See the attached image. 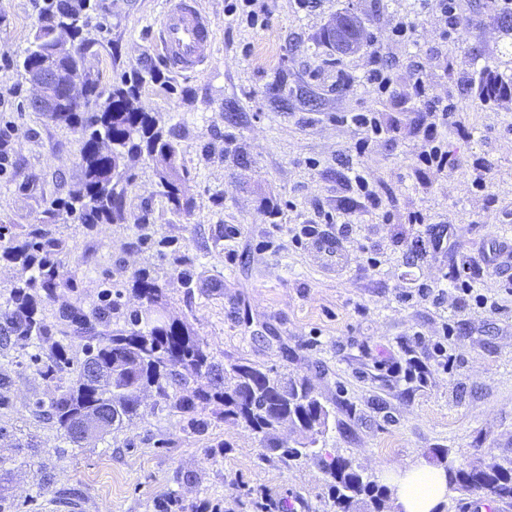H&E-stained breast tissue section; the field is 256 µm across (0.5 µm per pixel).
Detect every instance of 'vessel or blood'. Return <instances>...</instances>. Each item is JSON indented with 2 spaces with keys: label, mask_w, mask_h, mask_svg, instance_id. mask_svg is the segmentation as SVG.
<instances>
[{
  "label": "vessel or blood",
  "mask_w": 512,
  "mask_h": 512,
  "mask_svg": "<svg viewBox=\"0 0 512 512\" xmlns=\"http://www.w3.org/2000/svg\"><path fill=\"white\" fill-rule=\"evenodd\" d=\"M159 42L161 62L175 73H189L210 60L215 26L197 0H166Z\"/></svg>",
  "instance_id": "obj_1"
}]
</instances>
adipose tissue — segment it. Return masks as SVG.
<instances>
[{"mask_svg":"<svg viewBox=\"0 0 512 512\" xmlns=\"http://www.w3.org/2000/svg\"><path fill=\"white\" fill-rule=\"evenodd\" d=\"M386 477L395 488L397 512H437L448 497L443 469L420 466L405 471L387 467Z\"/></svg>","mask_w":512,"mask_h":512,"instance_id":"adipose-tissue-1","label":"adipose tissue"}]
</instances>
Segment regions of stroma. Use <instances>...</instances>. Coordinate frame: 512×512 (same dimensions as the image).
Masks as SVG:
<instances>
[{
	"label": "stroma",
	"instance_id": "obj_1",
	"mask_svg": "<svg viewBox=\"0 0 512 512\" xmlns=\"http://www.w3.org/2000/svg\"><path fill=\"white\" fill-rule=\"evenodd\" d=\"M164 0H98L87 66L101 90L147 64L156 81L139 104L173 119L190 173V217L171 213L159 194L156 165L132 162L127 207L148 212L167 246L131 247V224L85 232L55 209L80 183V142L28 102L18 63L37 21L34 0H0V130L11 132L0 173V225L41 219L64 241L59 275L76 280L92 301L110 277L123 307L139 299L123 284L137 269L164 285L171 319L208 341L217 360L237 359L272 374L308 380L330 412L317 455L298 462L264 456L261 440L241 423L213 422L205 438L182 433L178 417L145 393L138 416L94 447L77 448L54 422L29 406L53 386L28 352L0 350V512H258L263 494L285 512H336L320 453L351 459L364 474L384 465L467 468L512 460V92L482 99L483 74L512 78V29L487 0H466L457 34L442 39L420 0H266L264 25L224 13L227 0H198L215 22L211 62L183 75L162 65L156 21ZM351 12L364 24L361 48L330 50V19ZM407 16L406 41L391 26ZM450 60L454 73H437ZM389 69L393 91L378 96L366 75ZM429 100L453 98L461 129L440 136L458 163L442 174L417 168L424 139L413 123L424 105L411 94L419 71ZM312 88L316 107H274L270 86ZM235 102L238 112L224 105ZM373 111L387 132L364 153L360 133L342 113ZM485 176L472 185L474 169ZM362 171L376 196L351 188ZM498 224L487 223L490 212ZM422 213L424 223H410ZM299 224L317 238L295 241ZM349 225L339 236L338 225ZM455 235L434 250L445 226ZM338 242L344 263L316 245ZM182 259L193 283L174 268ZM467 269L475 293L496 299L490 312L462 300L450 281ZM431 288L439 300L421 296ZM445 355H437L435 344ZM225 451H218V444Z\"/></svg>",
	"mask_w": 512,
	"mask_h": 512
}]
</instances>
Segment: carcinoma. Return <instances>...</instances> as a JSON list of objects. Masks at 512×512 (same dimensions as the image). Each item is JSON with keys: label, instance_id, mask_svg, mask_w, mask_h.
Masks as SVG:
<instances>
[{"label": "carcinoma", "instance_id": "obj_1", "mask_svg": "<svg viewBox=\"0 0 512 512\" xmlns=\"http://www.w3.org/2000/svg\"><path fill=\"white\" fill-rule=\"evenodd\" d=\"M93 0H42L37 24L19 61L21 71L44 63L62 75L72 68L85 71L80 91L95 111L79 108L71 101L50 96L47 117L78 134L81 141L79 189L56 206L75 216L90 230L101 224H126L134 220L141 245L161 246L162 238L152 234L147 214L131 216L127 209L132 175L127 161L146 157L160 165V194L175 214H189L193 201L186 183L189 173L180 162V148L174 141L175 128L166 127L157 112L135 105L149 70L135 71L104 93L98 80L86 68V55ZM65 28L78 56L57 52L54 31ZM63 240L52 225L43 221L22 224L19 231L0 234V260L16 268V277L5 307L0 308V349L15 344L39 348L51 342L49 352L34 355L39 375L55 384L48 401L36 400L30 412L58 424L75 446L86 441L81 428L89 415L105 408L112 415V429L139 415L140 393L152 389L161 410L180 418L181 429L202 436L211 419L241 422L261 435L264 450L290 460L306 458L314 451L313 436L326 431L330 412L302 381L282 379L248 362L222 363L216 360L209 343L184 322L164 315L166 292L158 278L146 270L133 272L128 286L140 299V306L125 309L120 290L112 289L107 278L99 285L97 300L84 305L80 298L62 308V327L49 324L42 306L56 301L75 285L59 279L58 268ZM83 342L84 357L68 356L69 342ZM95 363L101 377L89 379V363ZM69 378L61 382L60 374ZM289 422L308 439L290 447L276 438L283 422ZM329 477V492L336 512H353L367 506L381 512L393 498L394 489L372 479L352 461L333 457L323 461ZM448 490H485L505 504L512 503V465H477L468 469L445 468Z\"/></svg>", "mask_w": 512, "mask_h": 512}]
</instances>
